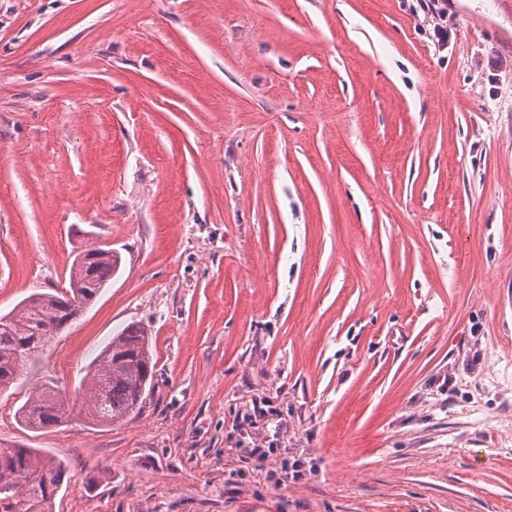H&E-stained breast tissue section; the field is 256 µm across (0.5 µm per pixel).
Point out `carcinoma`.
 <instances>
[{
    "mask_svg": "<svg viewBox=\"0 0 512 512\" xmlns=\"http://www.w3.org/2000/svg\"><path fill=\"white\" fill-rule=\"evenodd\" d=\"M120 266L117 251L91 242L74 256L67 286L31 294L0 315L1 396L10 394L25 363L82 315ZM155 366L143 327L129 325L112 337L82 384L84 406L92 421L107 425L138 415ZM69 410L68 398L45 383L18 407L16 416L24 428L41 431L64 423ZM66 473L65 461L48 460L36 448L1 446L3 512H52Z\"/></svg>",
    "mask_w": 512,
    "mask_h": 512,
    "instance_id": "cac0c4a2",
    "label": "carcinoma"
}]
</instances>
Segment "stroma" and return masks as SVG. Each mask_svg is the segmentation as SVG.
Listing matches in <instances>:
<instances>
[{
    "instance_id": "35a3bbf8",
    "label": "stroma",
    "mask_w": 512,
    "mask_h": 512,
    "mask_svg": "<svg viewBox=\"0 0 512 512\" xmlns=\"http://www.w3.org/2000/svg\"><path fill=\"white\" fill-rule=\"evenodd\" d=\"M416 6L0 0V314L122 256L0 397L54 512H512V7L448 0L442 50ZM131 323L153 387L101 426ZM155 366L143 327L129 325L112 336L82 384L84 406L92 421L107 425L138 415ZM69 410L68 398L56 391L51 383H45L18 407L16 416L24 428L41 431L64 423Z\"/></svg>"
}]
</instances>
